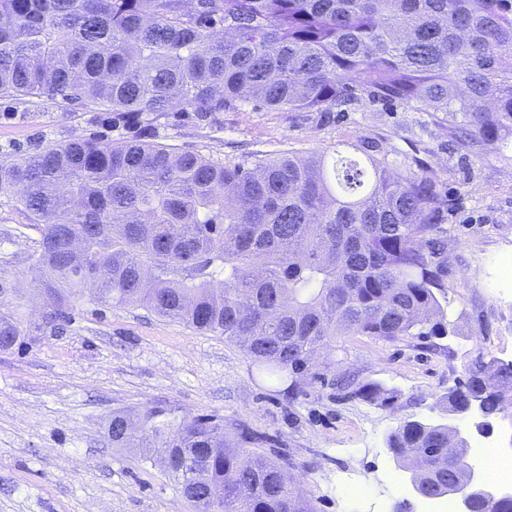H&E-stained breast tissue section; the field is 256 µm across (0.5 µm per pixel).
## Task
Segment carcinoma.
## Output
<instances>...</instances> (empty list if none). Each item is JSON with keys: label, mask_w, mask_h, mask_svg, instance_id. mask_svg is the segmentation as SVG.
Here are the masks:
<instances>
[{"label": "carcinoma", "mask_w": 512, "mask_h": 512, "mask_svg": "<svg viewBox=\"0 0 512 512\" xmlns=\"http://www.w3.org/2000/svg\"><path fill=\"white\" fill-rule=\"evenodd\" d=\"M224 24V36L209 31ZM440 112L457 146L512 147V17L502 0H0V96L81 100L138 115L202 114L255 101L281 112L344 111L357 91ZM347 155L283 154L246 170L149 142L74 140L0 162L41 230L36 271L53 299L45 330L89 295L136 305L236 342L266 376L293 379L341 335L395 341L459 335L449 314L446 200L418 158L390 162L378 145ZM0 350L31 335L5 302ZM512 371L481 365L439 397L454 415L464 391L493 418ZM345 398L386 407L397 391L336 377ZM115 409L112 446L169 459L194 512H315L282 481L269 443L216 416L158 403ZM403 468L417 456L425 490L464 473L468 443L448 424L411 420L387 437Z\"/></svg>", "instance_id": "cac0c4a2"}]
</instances>
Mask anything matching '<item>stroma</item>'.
<instances>
[{
  "instance_id": "stroma-1",
  "label": "stroma",
  "mask_w": 512,
  "mask_h": 512,
  "mask_svg": "<svg viewBox=\"0 0 512 512\" xmlns=\"http://www.w3.org/2000/svg\"><path fill=\"white\" fill-rule=\"evenodd\" d=\"M75 139L161 143L217 164L254 167L281 153H332L376 142L389 159L418 154L444 209L450 311L447 350L420 341L336 337L297 392L264 377L224 335L142 308L77 301L63 330L0 351V512H192L167 469L113 447V409L161 403L217 415L275 439L316 512H393L410 486L385 439L408 420L441 419L438 398L477 361L512 362V150H458L440 113L364 101L345 112H278L249 102L221 112L123 116L78 102L0 98V159ZM41 236L13 194H0V275L38 302ZM359 374L395 388L385 408L342 399L329 379ZM361 477V496L336 479Z\"/></svg>"
}]
</instances>
